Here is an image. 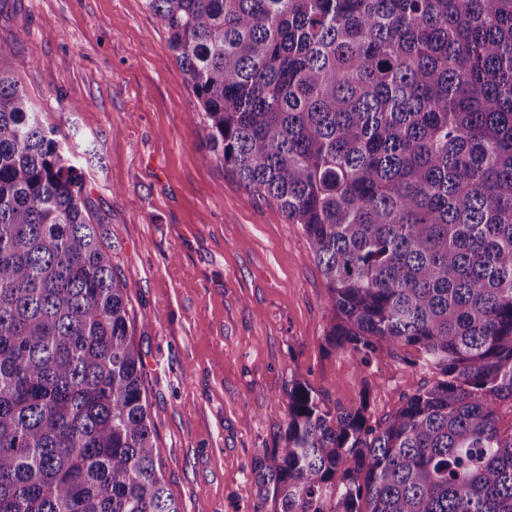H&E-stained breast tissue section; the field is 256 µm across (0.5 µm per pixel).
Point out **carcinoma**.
<instances>
[{"mask_svg":"<svg viewBox=\"0 0 512 512\" xmlns=\"http://www.w3.org/2000/svg\"><path fill=\"white\" fill-rule=\"evenodd\" d=\"M253 195L301 226L362 374L435 380L372 420L306 381L254 512H512V0H145ZM0 72V512H179L108 225ZM420 353L412 347L395 348L380 352L363 376L371 387L370 413L374 421L392 415L407 396L433 380L418 362Z\"/></svg>","mask_w":512,"mask_h":512,"instance_id":"1","label":"carcinoma"}]
</instances>
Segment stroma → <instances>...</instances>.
I'll use <instances>...</instances> for the list:
<instances>
[{
    "instance_id": "stroma-1",
    "label": "stroma",
    "mask_w": 512,
    "mask_h": 512,
    "mask_svg": "<svg viewBox=\"0 0 512 512\" xmlns=\"http://www.w3.org/2000/svg\"><path fill=\"white\" fill-rule=\"evenodd\" d=\"M0 71L69 132L86 208L109 226L180 512H254L253 452L284 432L287 407L270 405L291 376L333 411L370 385L376 421L432 382L414 348L361 375L327 344L328 291L300 225L190 121L199 105L144 0H0Z\"/></svg>"
}]
</instances>
